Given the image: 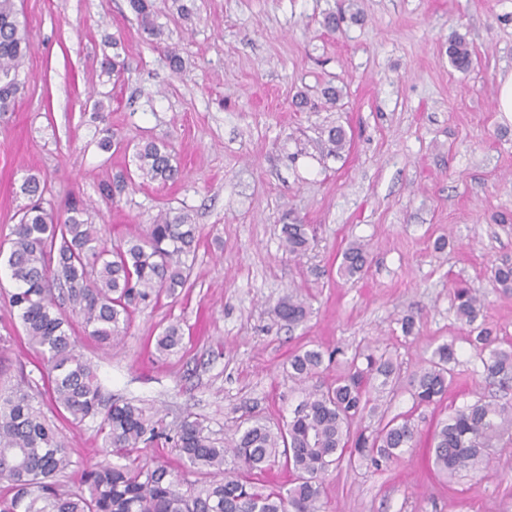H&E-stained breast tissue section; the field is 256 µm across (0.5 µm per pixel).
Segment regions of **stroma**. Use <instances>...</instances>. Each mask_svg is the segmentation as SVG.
Wrapping results in <instances>:
<instances>
[{"mask_svg": "<svg viewBox=\"0 0 512 512\" xmlns=\"http://www.w3.org/2000/svg\"><path fill=\"white\" fill-rule=\"evenodd\" d=\"M173 70L128 0H16L32 51L12 112L0 115V249L30 175L63 206L91 203L94 224L117 243L145 232L166 209L200 227L192 270L178 296L138 307L112 353L78 332L109 401L158 414L168 433L186 416L223 441L240 421L286 425L303 397L288 364L301 348L345 357L370 347L399 367L378 402L409 415L416 447L389 468L341 463L323 479L325 512H512V445L488 452L481 473L448 477L429 446L455 409L488 394L453 287L483 296L480 324L512 345V292L493 271L512 261V115L497 111L512 74V0H153ZM344 11L338 30L327 13ZM465 36L468 70L448 62ZM120 53L121 76L101 69ZM339 89L337 101L324 96ZM346 146L330 153V128ZM111 139V149L100 146ZM168 144L181 179L135 180L118 203L99 187L135 169L136 144ZM310 227L293 258L282 226ZM364 244L363 272L341 273L344 250ZM0 275V369L41 389V369L11 312ZM296 291L310 313L288 328L272 312ZM413 317L412 333L401 321ZM180 323L182 348L158 357L155 338ZM453 380L435 404L414 408L409 378L443 343ZM72 465L66 489L83 487L104 461L98 423L47 409Z\"/></svg>", "mask_w": 512, "mask_h": 512, "instance_id": "35a3bbf8", "label": "stroma"}]
</instances>
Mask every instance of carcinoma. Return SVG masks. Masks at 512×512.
<instances>
[{"label": "carcinoma", "instance_id": "carcinoma-1", "mask_svg": "<svg viewBox=\"0 0 512 512\" xmlns=\"http://www.w3.org/2000/svg\"><path fill=\"white\" fill-rule=\"evenodd\" d=\"M128 4L143 32L155 38L162 35L152 0H128ZM31 50L15 0H0V114L15 106L19 71ZM448 59L458 70L471 65L465 38L450 39ZM134 158L141 176L151 182H174L181 176L162 142L138 144ZM20 191L29 203L12 228L11 247L3 260L14 285L8 306L17 313L29 347L43 361L52 407L76 423L99 420L108 459L84 475L87 491L63 490L59 478L67 473L71 458L43 403L24 378L1 388L0 512H324L322 476L344 456L381 469L414 446L417 428L408 417L394 416L371 431L357 427L365 411L376 410L372 393L385 390L397 374L391 360L368 347L354 353L336 382L305 391L283 428L256 420L237 427L230 441L218 446L198 419L185 417L174 446L190 466L207 475L206 480L182 479L164 464H136L132 452L163 434L161 420L131 402L103 403L97 369L76 353L74 328L58 312L55 290H62V298L78 310L84 332L110 349L127 328L132 309L185 287L189 266L184 257L194 251L198 225L183 210H166L143 236L110 247L84 201L70 199L60 216L48 206L47 186L38 177H27ZM282 232L289 253L305 254L308 225L285 224ZM365 264V251L355 243L345 250L340 271L352 276ZM494 281L512 289V263L497 266ZM454 300L457 319L473 325L483 300L464 287L455 289ZM273 313L294 328L307 319L308 306L291 293L277 302ZM474 332L485 380L499 394L480 397L440 423L432 458L447 476L483 472L486 449L512 444V347L503 348L488 327H476ZM182 341L180 324H168L156 337L158 356L175 352ZM324 359L319 348L297 352L289 361L292 377L307 382L319 374ZM455 360L454 346L442 344L415 372L410 381L415 407L440 400L451 380L448 365ZM114 457L118 461H112ZM280 457L293 475L288 489H269L253 481L251 475L265 471Z\"/></svg>", "mask_w": 512, "mask_h": 512}]
</instances>
